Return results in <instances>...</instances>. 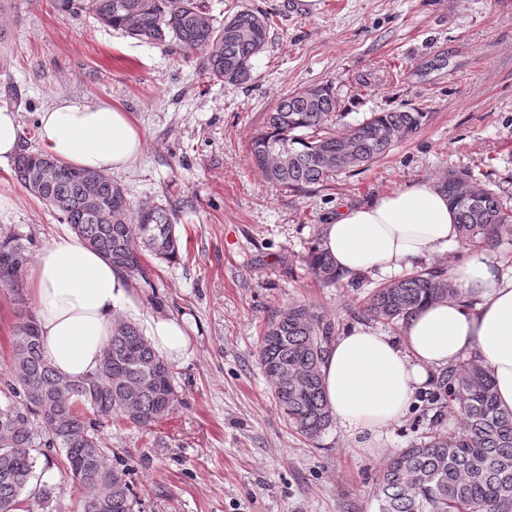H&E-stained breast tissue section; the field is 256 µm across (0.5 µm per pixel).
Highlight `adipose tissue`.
<instances>
[{
  "instance_id": "obj_1",
  "label": "adipose tissue",
  "mask_w": 512,
  "mask_h": 512,
  "mask_svg": "<svg viewBox=\"0 0 512 512\" xmlns=\"http://www.w3.org/2000/svg\"><path fill=\"white\" fill-rule=\"evenodd\" d=\"M46 154L109 173L132 165L144 140L129 113L107 101L71 96L38 115ZM456 214L434 182L419 180L342 208L323 224L320 249L348 275L399 272L458 245ZM462 300L421 306L400 338L352 327L326 347L324 391L336 421L370 448L396 423L417 387L462 357L490 373L501 409L512 411V274L476 252L451 270ZM26 287L45 359L62 376L94 374L113 318L131 295L127 276L80 236L62 230L31 261ZM146 336L162 358L188 348L181 323L156 316Z\"/></svg>"
}]
</instances>
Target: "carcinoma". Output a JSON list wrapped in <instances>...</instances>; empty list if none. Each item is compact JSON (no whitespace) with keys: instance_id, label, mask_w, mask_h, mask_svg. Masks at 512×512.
<instances>
[{"instance_id":"obj_1","label":"carcinoma","mask_w":512,"mask_h":512,"mask_svg":"<svg viewBox=\"0 0 512 512\" xmlns=\"http://www.w3.org/2000/svg\"><path fill=\"white\" fill-rule=\"evenodd\" d=\"M61 14L87 13L150 45L175 44L203 58L208 79L241 85L252 79L269 19L239 10L215 26L210 0H52ZM337 99L328 85H311L281 99L251 153L275 186L301 190L380 160L416 134L427 118L417 109L373 112L339 129ZM14 176L49 205L94 250L126 273L142 272V251L178 259L173 214L161 205L135 203L122 184L42 152L22 151ZM438 187L454 210L462 243L498 248L512 237V206L466 172H448ZM28 247L0 238V286H19ZM306 270L327 286L358 288L363 276L343 282L334 259L313 244ZM461 289L439 268H420L377 284L358 314L396 324L421 305L453 301ZM11 350L0 373V512L24 507L36 477L38 448L61 452L59 468L81 490L80 512H135L139 496L128 470L114 465L101 444L102 418L149 428L176 408L171 365L156 354L138 323L119 315L98 371L80 380L59 375L43 357L35 317L19 314ZM333 334L316 307L293 300L268 315L258 361L279 410L298 434L315 441L332 425L322 381L325 347ZM432 428L387 457L377 478L378 512H512V412L499 408L495 386L475 359L459 361L433 379ZM449 411L460 428L442 427Z\"/></svg>"}]
</instances>
